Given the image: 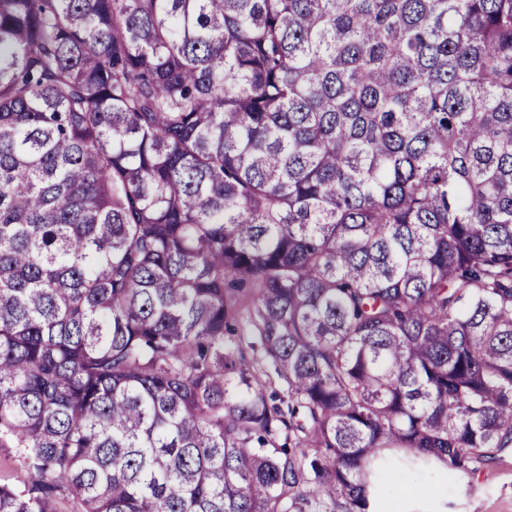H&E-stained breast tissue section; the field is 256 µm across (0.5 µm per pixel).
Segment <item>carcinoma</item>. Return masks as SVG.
I'll use <instances>...</instances> for the list:
<instances>
[{
	"label": "carcinoma",
	"mask_w": 512,
	"mask_h": 512,
	"mask_svg": "<svg viewBox=\"0 0 512 512\" xmlns=\"http://www.w3.org/2000/svg\"><path fill=\"white\" fill-rule=\"evenodd\" d=\"M0 447V512L512 448V0H0ZM27 478L18 449L0 447V484L21 487Z\"/></svg>",
	"instance_id": "1"
}]
</instances>
